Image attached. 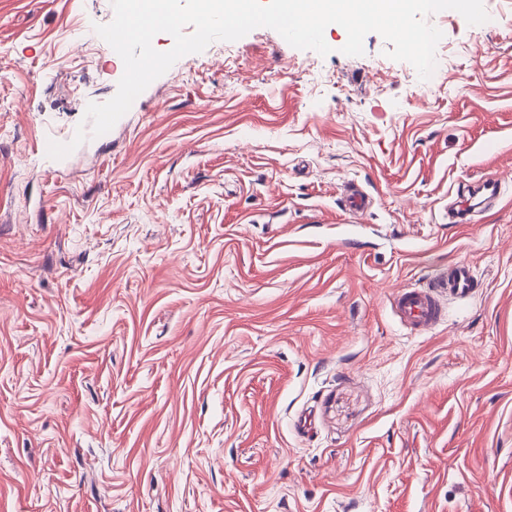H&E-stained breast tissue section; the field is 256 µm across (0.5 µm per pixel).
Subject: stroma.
I'll return each instance as SVG.
<instances>
[{
    "instance_id": "35a3bbf8",
    "label": "stroma",
    "mask_w": 512,
    "mask_h": 512,
    "mask_svg": "<svg viewBox=\"0 0 512 512\" xmlns=\"http://www.w3.org/2000/svg\"><path fill=\"white\" fill-rule=\"evenodd\" d=\"M484 6L429 16L437 81L338 25L324 56L213 42L55 160L124 73L111 0H0V512H512V0ZM459 261L475 291L402 327L392 292Z\"/></svg>"
}]
</instances>
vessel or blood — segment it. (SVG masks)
Wrapping results in <instances>:
<instances>
[{"mask_svg": "<svg viewBox=\"0 0 512 512\" xmlns=\"http://www.w3.org/2000/svg\"><path fill=\"white\" fill-rule=\"evenodd\" d=\"M473 274L469 263L460 261L442 267L422 286L397 289L390 297L391 307L399 322L415 333L422 334L436 326L442 319L441 292L469 293Z\"/></svg>", "mask_w": 512, "mask_h": 512, "instance_id": "1", "label": "vessel or blood"}]
</instances>
